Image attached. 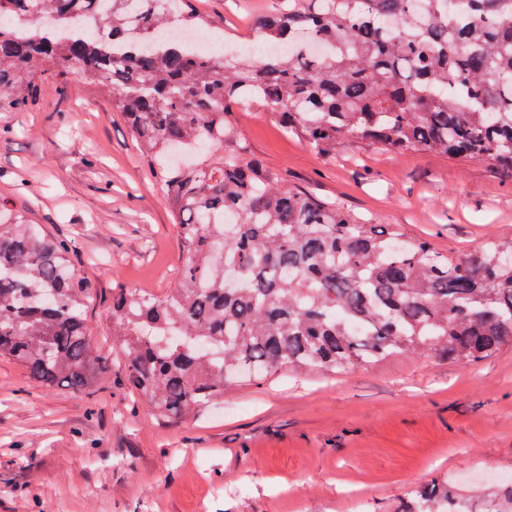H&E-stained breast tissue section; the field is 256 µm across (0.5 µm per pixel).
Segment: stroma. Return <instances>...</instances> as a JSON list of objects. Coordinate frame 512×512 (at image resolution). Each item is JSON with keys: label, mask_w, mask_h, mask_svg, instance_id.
<instances>
[{"label": "stroma", "mask_w": 512, "mask_h": 512, "mask_svg": "<svg viewBox=\"0 0 512 512\" xmlns=\"http://www.w3.org/2000/svg\"><path fill=\"white\" fill-rule=\"evenodd\" d=\"M280 0H194L210 39L260 41ZM241 139L285 182L444 254L512 236V170L354 141L314 151L259 104ZM0 209L67 241L110 343L112 291L166 292L186 262L177 228L111 101L73 80L0 112ZM93 421H85L87 408ZM512 476V347L475 366L398 355L329 375L275 370L181 418L127 389L42 386L0 359V512H393L434 477L469 488Z\"/></svg>", "instance_id": "stroma-1"}]
</instances>
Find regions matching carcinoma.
<instances>
[{
	"mask_svg": "<svg viewBox=\"0 0 512 512\" xmlns=\"http://www.w3.org/2000/svg\"><path fill=\"white\" fill-rule=\"evenodd\" d=\"M0 0V112L75 77L112 98L176 219L174 287L112 292L122 385L164 417L281 368L340 373L393 354L476 365L512 345V237L450 257L283 182L232 123L260 101L309 148L351 140L512 169V0H283L268 47L190 51L192 0ZM70 247L0 221V358L91 395L112 371L92 340ZM360 324L363 331L352 326ZM512 512V484L422 482L396 512Z\"/></svg>",
	"mask_w": 512,
	"mask_h": 512,
	"instance_id": "1",
	"label": "carcinoma"
}]
</instances>
